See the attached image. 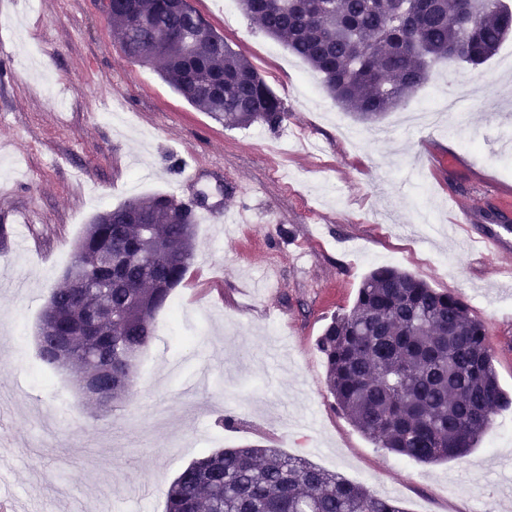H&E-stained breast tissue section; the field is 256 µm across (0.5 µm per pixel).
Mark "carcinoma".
I'll return each instance as SVG.
<instances>
[{"label": "carcinoma", "instance_id": "cac0c4a2", "mask_svg": "<svg viewBox=\"0 0 512 512\" xmlns=\"http://www.w3.org/2000/svg\"><path fill=\"white\" fill-rule=\"evenodd\" d=\"M261 30L318 73L343 109L375 120L404 103L434 65H480L512 32V10L471 15V0H239ZM123 55L156 62L163 79L226 128L288 120L282 100L216 29L178 0H112ZM195 41L185 48L178 37ZM195 212L170 195L130 199L86 226L78 242L92 275L51 292L39 353L51 369L101 382L100 405L132 394L153 321L195 257ZM317 348L335 405L377 447L431 464L461 457L504 402L484 325L464 301L412 274L380 267ZM166 512H405L336 473L276 448L246 445L193 461L166 493Z\"/></svg>", "mask_w": 512, "mask_h": 512}]
</instances>
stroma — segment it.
Listing matches in <instances>:
<instances>
[{
  "instance_id": "35a3bbf8",
  "label": "stroma",
  "mask_w": 512,
  "mask_h": 512,
  "mask_svg": "<svg viewBox=\"0 0 512 512\" xmlns=\"http://www.w3.org/2000/svg\"><path fill=\"white\" fill-rule=\"evenodd\" d=\"M195 7L242 52L288 120L226 129L155 68L127 60L95 0H0V488L54 512H165L200 455L259 444L395 498L404 512H512V246L479 231L512 189V37L479 66L440 63L373 122L227 0ZM451 125L404 130L426 101ZM195 168L194 180L184 177ZM169 194L199 216L196 258L138 356L134 392L102 412L39 358L37 327L85 227ZM30 215L27 224L19 214ZM388 265L460 296L481 321L509 402L464 457L421 464L376 447L334 406L317 341Z\"/></svg>"
}]
</instances>
